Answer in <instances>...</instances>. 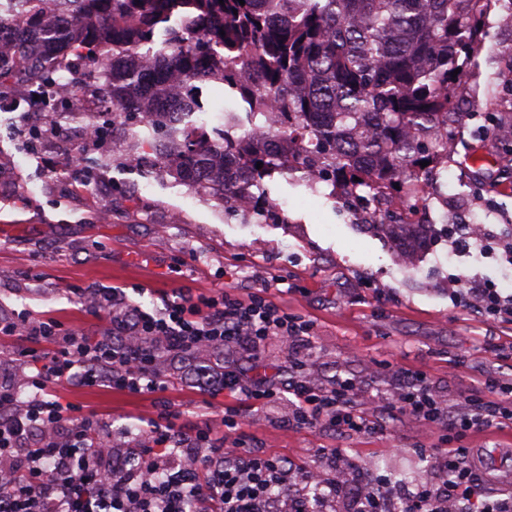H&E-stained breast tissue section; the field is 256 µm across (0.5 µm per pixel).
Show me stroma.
<instances>
[{"label": "stroma", "instance_id": "35a3bbf8", "mask_svg": "<svg viewBox=\"0 0 512 512\" xmlns=\"http://www.w3.org/2000/svg\"><path fill=\"white\" fill-rule=\"evenodd\" d=\"M484 30L456 87L458 151L441 174L449 223L487 225L483 244L454 247L440 226L419 260L400 265L386 240L296 177L276 182V198L287 203L284 224L224 216L170 178L89 166L79 177L71 151L26 144L21 129L44 120L30 109L17 121L0 120V316L48 315L96 336L104 324L86 313L87 288L123 289L152 311L177 290L195 297L227 290L245 300L277 277L285 289L274 300L315 326L303 354L318 383L349 377L360 401L378 402L403 368L425 374L453 403L488 378L512 380V319L465 310L455 294L462 276L512 293V265L502 260L512 243V146L494 133L512 123V0H492ZM104 200L112 205L108 222L100 216ZM223 361L220 349L173 361L166 389L154 394L62 387L55 396L99 415L116 445L130 444L166 410L178 425L224 433L229 450L244 443L310 469L322 465L320 449L338 448L344 464L406 470L414 486L439 476L421 448L512 449V423L448 441L407 418L381 435L340 434L288 428L282 406L243 407L241 428L228 435V398L204 391L197 376Z\"/></svg>", "mask_w": 512, "mask_h": 512}]
</instances>
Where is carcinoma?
I'll use <instances>...</instances> for the list:
<instances>
[{
    "label": "carcinoma",
    "instance_id": "obj_1",
    "mask_svg": "<svg viewBox=\"0 0 512 512\" xmlns=\"http://www.w3.org/2000/svg\"><path fill=\"white\" fill-rule=\"evenodd\" d=\"M479 2L15 0L0 95L17 64L42 87L70 73L96 110L52 113L54 133L90 126L99 137L79 150L98 166L152 160L252 224L288 223L272 186L291 158L310 188L362 210L448 169L452 73L480 48ZM215 85L220 108L204 94ZM201 112L212 126L195 135Z\"/></svg>",
    "mask_w": 512,
    "mask_h": 512
}]
</instances>
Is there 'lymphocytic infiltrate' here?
Instances as JSON below:
<instances>
[{"instance_id":"lymphocytic-infiltrate-1","label":"lymphocytic infiltrate","mask_w":512,"mask_h":512,"mask_svg":"<svg viewBox=\"0 0 512 512\" xmlns=\"http://www.w3.org/2000/svg\"><path fill=\"white\" fill-rule=\"evenodd\" d=\"M457 297L464 306L512 317V295L477 288L461 277ZM271 284L249 301L225 291L193 299L184 293L148 312L130 304L119 288L94 292L90 311L105 316L104 334L84 332L52 317L19 314L0 319V339L17 344L11 356L19 374L0 376V512H318L325 503L345 499L349 512H383L384 476L364 480L351 468L331 466L321 475L299 470L288 460L259 448L228 451L211 427L189 430L172 422H153L126 448L103 437L104 421L53 399L68 384L151 394L165 387V366L208 347L232 355L221 373L202 371L204 388L219 390L251 407L290 396L288 426L342 433H382L376 416L417 420L429 428L467 433L512 421V383L485 381L482 390L456 403L435 393L425 375L398 370L399 385L385 407L356 399L352 379L316 383L306 358L287 356L288 382L260 371L266 344L277 336L295 345L311 341L313 324L269 297ZM29 388L21 397V388ZM433 457L439 481L416 486L404 496L401 512H512V493L484 494L483 475L470 448H448ZM192 456L189 466L180 456ZM303 489L291 491L294 481Z\"/></svg>"}]
</instances>
